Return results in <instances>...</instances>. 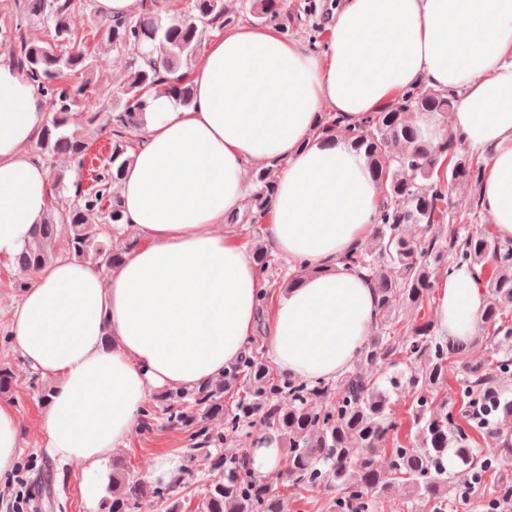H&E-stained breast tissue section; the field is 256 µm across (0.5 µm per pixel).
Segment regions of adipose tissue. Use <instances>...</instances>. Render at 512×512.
<instances>
[{"instance_id":"ef3b65f1","label":"adipose tissue","mask_w":512,"mask_h":512,"mask_svg":"<svg viewBox=\"0 0 512 512\" xmlns=\"http://www.w3.org/2000/svg\"><path fill=\"white\" fill-rule=\"evenodd\" d=\"M189 82L187 108L151 91L117 185L141 245L108 269L58 256L10 312L15 351L58 380L41 418L45 448L59 465H85L90 506L150 390L197 387L246 352L265 283L224 216L248 194L249 166L281 165L264 230L301 273L267 313L271 359L332 381L370 335L375 292L342 258L369 234L379 190L347 141L317 133L321 112L354 126L416 85L463 90L451 113L422 112L417 124L433 139L461 134L482 159L481 210L512 240V0H339L323 53L241 25L211 38ZM45 115L44 97L1 55L2 258L47 213L48 169L26 152ZM436 288L439 333L476 335L488 304L478 269Z\"/></svg>"}]
</instances>
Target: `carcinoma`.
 <instances>
[{
    "label": "carcinoma",
    "instance_id": "cac0c4a2",
    "mask_svg": "<svg viewBox=\"0 0 512 512\" xmlns=\"http://www.w3.org/2000/svg\"><path fill=\"white\" fill-rule=\"evenodd\" d=\"M13 2L15 23L0 34L17 69L49 97L48 116L35 148L49 169L52 187L44 222L13 263L24 272L47 265L57 256L59 226L65 224L70 227L65 251L108 268L122 258L107 235L123 219L112 186L130 161L128 148L141 131L147 95L166 85L176 105L192 104V87L186 74L178 71L200 53L210 31L230 23L225 0H190L185 11L176 8L175 0H141L134 15L100 18L97 31L126 56L127 81L113 92L124 106L113 117L100 112L88 116L86 125L99 132L112 128L110 152L102 166L91 169L90 186L84 189L76 181L72 196L59 161L80 170L88 157L91 140L85 130L70 126V117L97 80L98 58L87 50L86 36L71 27L73 0ZM289 14V0H242L240 16L253 24L281 26ZM32 24L48 29V39L31 38L27 27ZM148 44L159 50V58L146 56L143 47ZM452 108L448 93L414 87L400 102L370 114L353 128L339 117L320 115L318 131L326 138L345 135L381 192L371 238L344 257L347 266L366 272L375 288L372 333L356 364L331 382L277 375L254 354L244 356L217 380L161 396L169 427L195 428L202 436L197 452L213 473L195 512H286L285 498L251 467L250 449L232 455L218 452L224 441L245 428L255 429L256 445L274 438L286 448L289 487L331 494L325 512H378L382 497L397 486L408 499L435 508L448 500L451 488L475 490L496 473L500 482L495 494L512 487V473L480 456L468 435L455 427L448 397L439 395L448 385L449 370L457 365L458 386L467 403L481 401L487 391L495 390L498 407L489 416L495 422L489 433L504 457L512 456V397L498 385V378L512 376V240L502 241L474 227L476 212L455 210L451 191L478 182L482 161L460 150L455 135L426 140L415 124L419 112L446 114ZM275 172L269 166L255 172L257 189L245 215L252 225L266 218L275 193ZM409 224L423 226V236H407L403 228ZM256 262L267 288L279 287L268 275V253H258ZM488 263L491 272L483 285L491 300L482 317L484 334L460 340L437 334L428 318L399 320L396 303L420 311L431 303L440 271ZM476 342L490 345L491 361H468ZM407 360L414 366L400 368ZM241 381L243 394L234 405H224L225 389ZM403 389L410 394L408 412L415 428L406 434L391 407L392 395ZM218 417L224 419V431L212 435L204 424ZM450 449L459 463L453 472L448 470ZM386 452L388 465L383 470L379 457ZM189 475L191 471L183 468L169 482L153 486L130 477L124 461L116 457L106 486L110 497L103 498L102 512H136L148 495L165 505L164 512H181L180 493Z\"/></svg>",
    "mask_w": 512,
    "mask_h": 512
}]
</instances>
